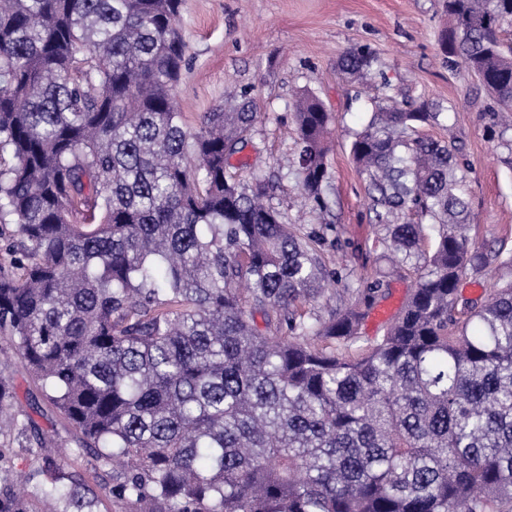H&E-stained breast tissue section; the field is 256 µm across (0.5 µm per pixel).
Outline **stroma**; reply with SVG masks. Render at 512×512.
Listing matches in <instances>:
<instances>
[{
  "instance_id": "obj_1",
  "label": "stroma",
  "mask_w": 512,
  "mask_h": 512,
  "mask_svg": "<svg viewBox=\"0 0 512 512\" xmlns=\"http://www.w3.org/2000/svg\"><path fill=\"white\" fill-rule=\"evenodd\" d=\"M448 24L444 0H184L179 26L187 44L186 66L176 102L187 124L224 101L229 89H248L262 114L249 145L229 167L240 179L269 183L268 201L293 224L320 227V216L291 173L294 128L288 123L299 88H308L334 116L335 132L327 156L333 192L324 260L341 272L329 301L345 298L346 281L389 272L382 305L402 307L416 280L411 264L392 273L376 247L384 236L368 209L365 181L350 154L352 133L368 119L379 79L349 82L339 67L351 47H370L382 60L385 79L411 99L450 108L446 125L429 136L454 142L471 169L462 185L468 202L471 237L485 250L512 249V151L499 132L512 138V113L495 114V103L473 73L453 66L437 47ZM0 368L12 377L15 409L32 412L54 441L70 439L74 429L48 405H35L38 392L12 352L0 353ZM37 456L21 448L13 430L0 429V489L33 495L50 480Z\"/></svg>"
}]
</instances>
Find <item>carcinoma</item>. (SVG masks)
I'll return each mask as SVG.
<instances>
[{"label":"carcinoma","mask_w":512,"mask_h":512,"mask_svg":"<svg viewBox=\"0 0 512 512\" xmlns=\"http://www.w3.org/2000/svg\"><path fill=\"white\" fill-rule=\"evenodd\" d=\"M181 6L0 0V339L74 427L67 456L119 463L101 490L141 512H512V251L467 234L460 149L421 132L448 113L383 78L353 133L378 246L417 275L363 343L383 280L311 308L339 279L323 234L228 172L260 122L250 92L195 127L178 112ZM445 7L440 48L512 112V0ZM377 66L365 46L340 62ZM292 121L293 174L325 216L333 115L302 91ZM492 264V297L460 299ZM9 389L0 371V422L39 455L47 439ZM43 467L51 512H97L61 461ZM0 512L29 509L1 491Z\"/></svg>","instance_id":"obj_1"}]
</instances>
